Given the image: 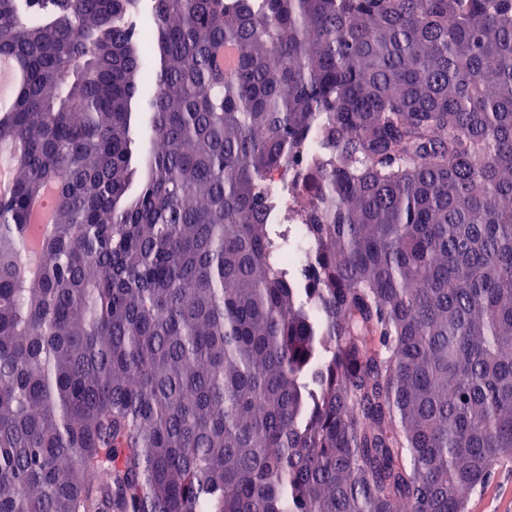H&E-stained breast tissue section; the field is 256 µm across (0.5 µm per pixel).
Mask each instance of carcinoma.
Listing matches in <instances>:
<instances>
[{
  "instance_id": "carcinoma-1",
  "label": "carcinoma",
  "mask_w": 512,
  "mask_h": 512,
  "mask_svg": "<svg viewBox=\"0 0 512 512\" xmlns=\"http://www.w3.org/2000/svg\"><path fill=\"white\" fill-rule=\"evenodd\" d=\"M140 10L0 0V512H464L512 457V0ZM0 108L8 107L12 102L13 91L19 80V75L10 61L4 58L0 59ZM54 194V189L52 187H48L43 191L42 195L34 202L32 224H35L33 226L35 232L31 238L32 247H35L39 243L41 238L44 236V234H46L51 228L54 212L52 206V198ZM35 235L36 240L34 243Z\"/></svg>"
}]
</instances>
